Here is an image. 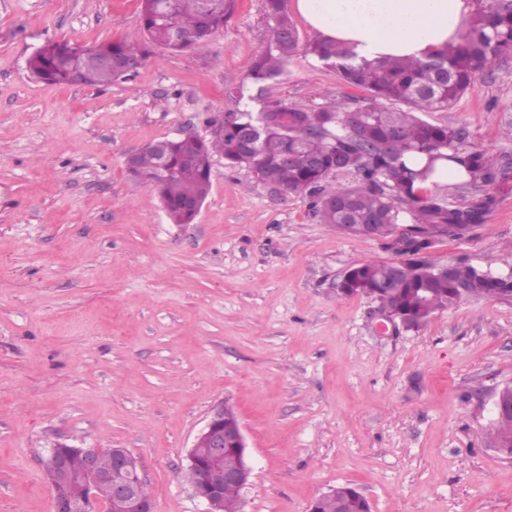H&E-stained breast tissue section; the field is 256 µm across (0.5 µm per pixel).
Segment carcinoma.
Segmentation results:
<instances>
[{"mask_svg":"<svg viewBox=\"0 0 512 512\" xmlns=\"http://www.w3.org/2000/svg\"><path fill=\"white\" fill-rule=\"evenodd\" d=\"M235 6L236 0H174L171 24L164 0H141L140 26L151 45L172 51L201 50ZM264 16L269 29L265 47L251 61L245 80L229 92L235 107L224 113V129L207 138L172 140L164 172L155 143L144 145L137 154L136 178L153 188L173 223H194L196 215L186 208V201L206 199L212 159L220 155L229 168H245L255 175L272 173L288 196L307 201L310 214L321 224H373L374 236L395 244L402 234V214L411 213L405 251L409 258L397 265L357 264L348 269L340 288L346 296L354 288L370 289L374 299L388 305L411 328L420 329L435 312L456 306L469 294L511 295L512 271L502 273L464 261L452 273L436 268L428 257L436 241L482 223L483 208L453 207L442 186L418 195L413 184L434 174L435 163L442 159L463 166L471 183L495 180L483 153L466 145L460 131L433 124L424 115L451 108L479 75L491 72L512 51V0H481L460 41L423 60L359 62L345 45L311 40L305 50L315 62L335 71L345 85L370 95L360 129L345 124L349 108L269 105L260 112L251 109L252 90L260 93L280 79L300 47L285 0H264ZM87 56L122 59L136 71L145 62L147 50L136 42L109 41L76 46L74 54L65 58L60 44L51 42L29 58L28 68L36 78L58 85L78 81L98 87L129 77L127 71L88 67L75 79L72 66ZM416 151L427 157L418 170L405 160ZM493 438L499 451L511 457V415L496 414ZM68 461L73 479L92 486L100 503L113 512L110 485L82 477L79 453H70ZM334 489L335 495L312 500L310 512H336L341 501L349 512H370V503L357 487L345 483Z\"/></svg>","mask_w":512,"mask_h":512,"instance_id":"cac0c4a2","label":"carcinoma"}]
</instances>
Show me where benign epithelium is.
I'll return each instance as SVG.
<instances>
[{"label": "benign epithelium", "instance_id": "1", "mask_svg": "<svg viewBox=\"0 0 512 512\" xmlns=\"http://www.w3.org/2000/svg\"><path fill=\"white\" fill-rule=\"evenodd\" d=\"M247 443L239 419H231L224 405L212 409L210 416L195 437L188 453L189 469L196 474L192 488L197 498L207 505V512H223V485L244 489L250 482L251 467L246 458ZM231 451L239 459L233 469H223L224 453ZM100 449L84 448V468L112 486L113 502L125 512H153L152 498L142 493L144 481L137 459L125 448L112 449V467L99 471ZM67 457L49 450L44 459V473L52 492V512H100V504L88 488L60 487L57 476L66 469Z\"/></svg>", "mask_w": 512, "mask_h": 512}]
</instances>
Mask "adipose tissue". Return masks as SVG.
<instances>
[{
	"label": "adipose tissue",
	"mask_w": 512,
	"mask_h": 512,
	"mask_svg": "<svg viewBox=\"0 0 512 512\" xmlns=\"http://www.w3.org/2000/svg\"><path fill=\"white\" fill-rule=\"evenodd\" d=\"M320 40L346 44L371 61L422 59L457 42L471 0H294Z\"/></svg>",
	"instance_id": "obj_1"
}]
</instances>
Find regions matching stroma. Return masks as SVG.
<instances>
[{
    "label": "stroma",
    "mask_w": 512,
    "mask_h": 512,
    "mask_svg": "<svg viewBox=\"0 0 512 512\" xmlns=\"http://www.w3.org/2000/svg\"><path fill=\"white\" fill-rule=\"evenodd\" d=\"M139 13L140 0H0V512H52L42 459L58 443L128 449L154 512H205L187 455L220 403L248 444L242 512H307L346 482L372 512H512V457L491 445L512 385V295L381 330L376 301L338 286L399 250L272 201L219 156L195 223H171L125 158L232 108L264 47L263 0H237L205 51L150 49L125 80L31 77L48 42L143 41ZM264 101L369 95L301 51ZM427 119L497 175L445 187L450 205L486 210L430 259L512 270V55Z\"/></svg>",
    "instance_id": "stroma-1"
}]
</instances>
